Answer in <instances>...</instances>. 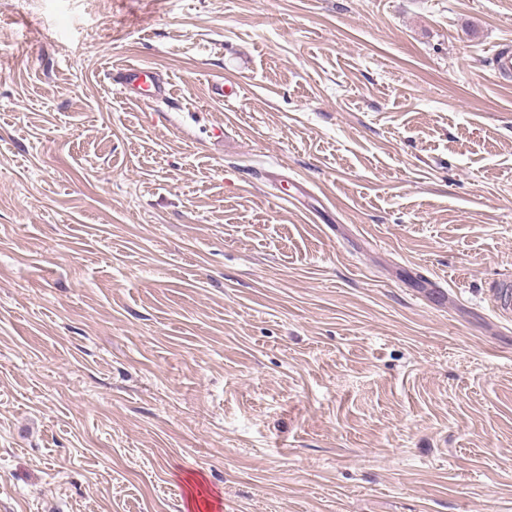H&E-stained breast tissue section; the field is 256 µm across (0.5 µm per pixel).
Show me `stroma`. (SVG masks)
<instances>
[{
    "label": "stroma",
    "instance_id": "35a3bbf8",
    "mask_svg": "<svg viewBox=\"0 0 512 512\" xmlns=\"http://www.w3.org/2000/svg\"><path fill=\"white\" fill-rule=\"evenodd\" d=\"M508 39L512 0H0V512H512ZM112 84L126 99L137 101L148 97L155 100L168 99L170 90L152 67L128 64L113 70Z\"/></svg>",
    "mask_w": 512,
    "mask_h": 512
}]
</instances>
